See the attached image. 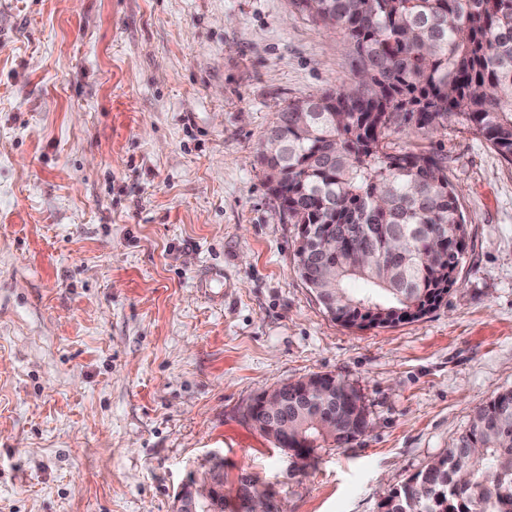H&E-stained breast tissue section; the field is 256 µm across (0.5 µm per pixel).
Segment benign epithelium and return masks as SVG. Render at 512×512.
Wrapping results in <instances>:
<instances>
[{
    "instance_id": "1",
    "label": "benign epithelium",
    "mask_w": 512,
    "mask_h": 512,
    "mask_svg": "<svg viewBox=\"0 0 512 512\" xmlns=\"http://www.w3.org/2000/svg\"><path fill=\"white\" fill-rule=\"evenodd\" d=\"M301 393V389L279 387L258 393L249 407L259 406L272 415L288 404L289 397ZM246 499L248 512H284L276 508L268 494H254L250 482L229 487L224 481V467L219 460L208 458L192 472L176 496L175 512H218L233 499Z\"/></svg>"
}]
</instances>
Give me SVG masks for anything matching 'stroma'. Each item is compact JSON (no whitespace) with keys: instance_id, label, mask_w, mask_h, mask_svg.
Masks as SVG:
<instances>
[{"instance_id":"obj_1","label":"stroma","mask_w":512,"mask_h":512,"mask_svg":"<svg viewBox=\"0 0 512 512\" xmlns=\"http://www.w3.org/2000/svg\"><path fill=\"white\" fill-rule=\"evenodd\" d=\"M355 74L290 0H0V512H173L212 453L287 512H380L512 390V164L472 130L392 137L466 217L437 308L349 328L297 271L257 156ZM316 373L369 429L306 468L245 411Z\"/></svg>"}]
</instances>
